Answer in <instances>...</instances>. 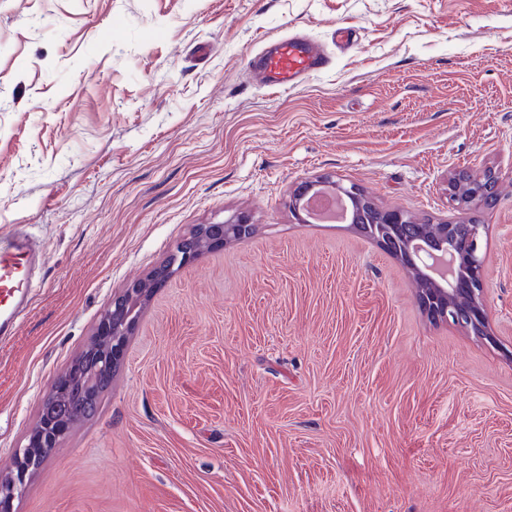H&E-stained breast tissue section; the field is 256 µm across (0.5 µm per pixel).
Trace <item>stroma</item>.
Wrapping results in <instances>:
<instances>
[{
    "label": "stroma",
    "mask_w": 512,
    "mask_h": 512,
    "mask_svg": "<svg viewBox=\"0 0 512 512\" xmlns=\"http://www.w3.org/2000/svg\"><path fill=\"white\" fill-rule=\"evenodd\" d=\"M303 33L330 64L248 68ZM495 172L492 206L448 178ZM333 176L420 224L485 227L490 338L430 321ZM246 239L143 307L99 412L15 512H512V6L503 0H0V232L46 274L0 341V476L113 295L195 225ZM322 186L331 187L337 197L342 200L347 199L350 202L349 221L351 224H360L362 223L361 219L367 222L361 210L364 200L368 198L364 191L354 184L346 187L329 177H319L315 180L305 181L294 188L289 207L297 217L302 218L300 210L304 201L308 200L315 190Z\"/></svg>",
    "instance_id": "35a3bbf8"
}]
</instances>
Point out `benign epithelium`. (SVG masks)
<instances>
[{
    "label": "benign epithelium",
    "instance_id": "obj_1",
    "mask_svg": "<svg viewBox=\"0 0 512 512\" xmlns=\"http://www.w3.org/2000/svg\"><path fill=\"white\" fill-rule=\"evenodd\" d=\"M327 186L336 196L350 202L349 221L362 223L361 207L366 194L352 184L348 187L329 178L319 177L296 186L289 201L295 215H300L301 206L319 187ZM372 233L373 241L400 262H411L423 275L435 273L434 260L438 256L464 259L470 263V277L447 284H436L434 288L418 289V302L426 315L435 322H451L470 333L488 338V317L484 302V264L481 252L483 225H469V234L460 236L455 225L448 222L433 224L425 240L410 238L407 224L411 220L397 210L377 209ZM253 231L249 215L240 213L233 219L216 224H200L177 246L171 260L156 267L149 276L133 282L112 296L97 324L94 336L111 348L103 362L115 367L121 361L139 322L142 303L153 297L155 292L170 280L173 267H180L194 261L201 253L221 250L224 244L245 236ZM68 433V424L62 417L50 420L48 431L42 436V445L57 448L61 438ZM33 472L29 447L18 449L15 454L14 470L9 477V487L0 490V512H14L13 503L25 491Z\"/></svg>",
    "mask_w": 512,
    "mask_h": 512
}]
</instances>
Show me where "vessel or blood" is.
Returning <instances> with one entry per match:
<instances>
[{
	"label": "vessel or blood",
	"instance_id": "b4317fda",
	"mask_svg": "<svg viewBox=\"0 0 512 512\" xmlns=\"http://www.w3.org/2000/svg\"><path fill=\"white\" fill-rule=\"evenodd\" d=\"M267 87L292 88L321 71L327 58L314 42L299 36L274 39L257 61ZM44 259L37 243L27 233L0 234V335H12L19 316L33 298Z\"/></svg>",
	"mask_w": 512,
	"mask_h": 512
}]
</instances>
